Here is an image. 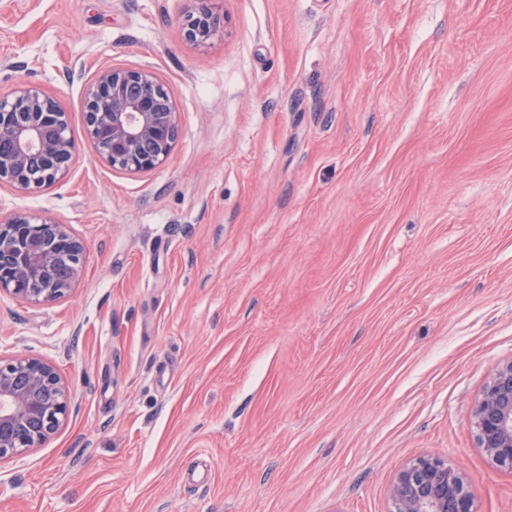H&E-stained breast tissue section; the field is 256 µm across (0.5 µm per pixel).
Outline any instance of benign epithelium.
<instances>
[{
  "label": "benign epithelium",
  "mask_w": 512,
  "mask_h": 512,
  "mask_svg": "<svg viewBox=\"0 0 512 512\" xmlns=\"http://www.w3.org/2000/svg\"><path fill=\"white\" fill-rule=\"evenodd\" d=\"M186 37L204 44L223 25L214 0H194ZM173 89L147 69L106 67L84 93V125L99 157L114 169L162 166L178 139ZM75 146L68 113L33 82L0 97V184L44 189L64 176ZM86 246L52 215L0 216V294L36 304L65 298L81 277ZM71 391L55 366L38 357L0 358V460L43 446L66 420ZM480 447L512 469V362L490 379L477 403ZM390 494L395 512H473L461 472L424 455L402 466Z\"/></svg>",
  "instance_id": "1"
}]
</instances>
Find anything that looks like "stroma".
I'll use <instances>...</instances> for the list:
<instances>
[{
    "label": "stroma",
    "instance_id": "stroma-1",
    "mask_svg": "<svg viewBox=\"0 0 512 512\" xmlns=\"http://www.w3.org/2000/svg\"><path fill=\"white\" fill-rule=\"evenodd\" d=\"M189 7L0 0V96L40 84L76 145L0 211L88 246L64 299L0 294V356L74 395L0 512H393L423 455L512 512L473 419L512 362V0H216L204 44ZM110 66L175 92L156 170L85 136ZM215 0H194L195 11L185 21L186 37L196 43L204 44L213 38L223 25L222 17L213 10Z\"/></svg>",
    "mask_w": 512,
    "mask_h": 512
}]
</instances>
